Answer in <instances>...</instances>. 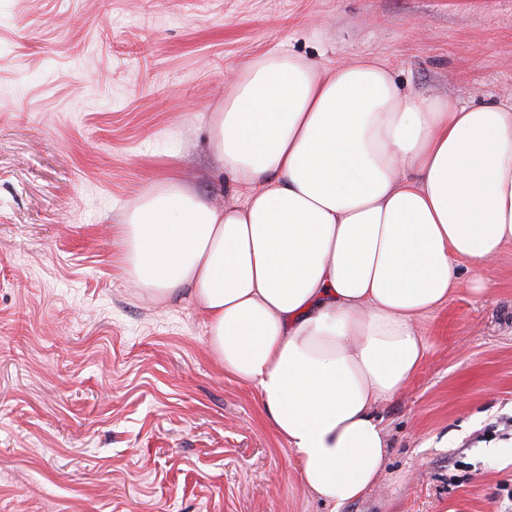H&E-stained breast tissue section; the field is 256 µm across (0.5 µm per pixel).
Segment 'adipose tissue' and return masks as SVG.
Segmentation results:
<instances>
[{"label": "adipose tissue", "instance_id": "1", "mask_svg": "<svg viewBox=\"0 0 512 512\" xmlns=\"http://www.w3.org/2000/svg\"><path fill=\"white\" fill-rule=\"evenodd\" d=\"M216 206L166 180L124 226L135 287L183 294L252 384L326 504L361 497L387 440L374 408L423 365L421 324L458 265L512 244V104L401 92L388 66L245 62L211 117Z\"/></svg>", "mask_w": 512, "mask_h": 512}]
</instances>
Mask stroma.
Masks as SVG:
<instances>
[{
    "label": "stroma",
    "mask_w": 512,
    "mask_h": 512,
    "mask_svg": "<svg viewBox=\"0 0 512 512\" xmlns=\"http://www.w3.org/2000/svg\"><path fill=\"white\" fill-rule=\"evenodd\" d=\"M268 52L511 104L512 0H0V512H497L512 488V244L460 263L423 367L376 409L383 473L339 506L200 310L132 285L140 200L177 174L230 200L209 118Z\"/></svg>",
    "instance_id": "1"
}]
</instances>
